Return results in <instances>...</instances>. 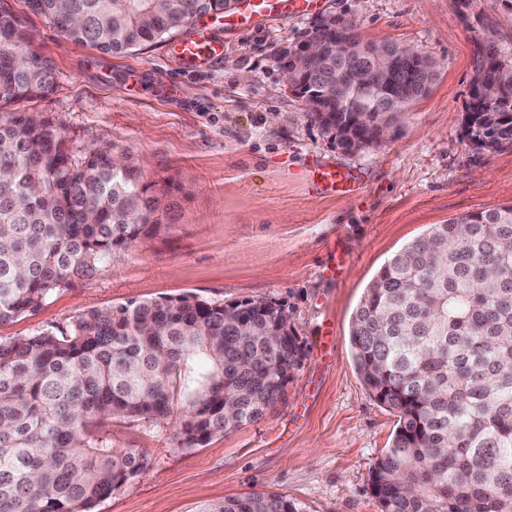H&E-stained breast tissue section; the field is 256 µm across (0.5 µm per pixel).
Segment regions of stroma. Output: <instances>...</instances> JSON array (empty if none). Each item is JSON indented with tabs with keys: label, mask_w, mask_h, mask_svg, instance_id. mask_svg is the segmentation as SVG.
Returning <instances> with one entry per match:
<instances>
[{
	"label": "stroma",
	"mask_w": 512,
	"mask_h": 512,
	"mask_svg": "<svg viewBox=\"0 0 512 512\" xmlns=\"http://www.w3.org/2000/svg\"><path fill=\"white\" fill-rule=\"evenodd\" d=\"M34 36L31 50L58 79L22 111L51 120L77 152L114 144L148 180L190 183L174 196L177 220L157 237L58 291L32 315L0 324V340L67 326L78 315L183 292L214 303L285 301L307 357L282 399L258 420L181 447L174 426L112 427V443L146 453V473L96 512H205L216 502L272 491L303 512H380L368 472L397 417L364 386L350 326L365 288L400 248L466 213L512 205V148L481 146L465 129L476 76L475 37L493 34L512 63V7L502 0H319L285 21L225 28L198 17L224 42L221 57L178 58L174 39L112 55L72 41L25 0H6ZM355 22L366 39L417 50L437 65L429 93L396 134L365 151L333 148L287 87L281 49L323 16ZM360 173L354 192L324 193L316 166ZM340 276H322L332 254ZM332 324L327 361L319 330Z\"/></svg>",
	"instance_id": "stroma-1"
}]
</instances>
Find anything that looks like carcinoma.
<instances>
[{
    "label": "carcinoma",
    "instance_id": "1",
    "mask_svg": "<svg viewBox=\"0 0 512 512\" xmlns=\"http://www.w3.org/2000/svg\"><path fill=\"white\" fill-rule=\"evenodd\" d=\"M72 41L121 52L161 40L232 0H26ZM316 51L293 67L312 95L311 121L330 144H359L351 107L371 50L379 68L368 133L391 127L424 96L435 68L421 54L317 22ZM349 51L336 53V39ZM0 0V104L56 86L53 67ZM471 138L512 147V65L476 40ZM179 186L144 179L128 152L71 149L52 123L0 116V323L32 315L114 255L175 221ZM282 302L248 298L229 311L192 293L129 301L56 331L0 340V512H94L145 473L147 456L112 444V424L163 428L200 447L263 416L300 371L306 343L285 328ZM350 342L374 399L397 417L369 470L380 512H512V205L440 224L394 253L364 292ZM217 512H302L277 493L229 498Z\"/></svg>",
    "mask_w": 512,
    "mask_h": 512
}]
</instances>
